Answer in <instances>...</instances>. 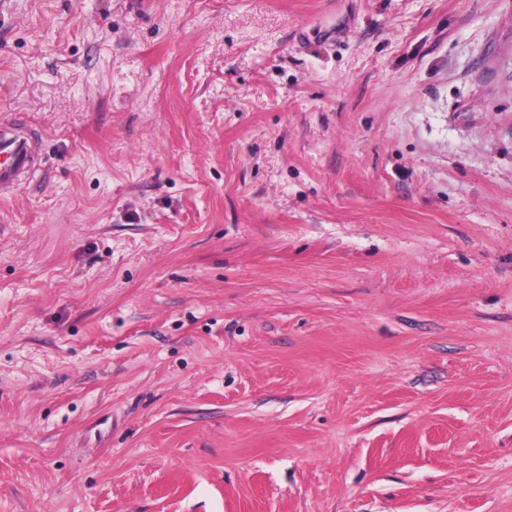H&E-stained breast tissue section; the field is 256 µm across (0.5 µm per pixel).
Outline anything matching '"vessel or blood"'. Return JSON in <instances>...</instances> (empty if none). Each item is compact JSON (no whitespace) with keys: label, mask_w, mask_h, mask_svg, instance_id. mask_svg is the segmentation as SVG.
I'll list each match as a JSON object with an SVG mask.
<instances>
[{"label":"vessel or blood","mask_w":512,"mask_h":512,"mask_svg":"<svg viewBox=\"0 0 512 512\" xmlns=\"http://www.w3.org/2000/svg\"><path fill=\"white\" fill-rule=\"evenodd\" d=\"M45 163L32 127L13 114L0 117V192L26 184Z\"/></svg>","instance_id":"1"}]
</instances>
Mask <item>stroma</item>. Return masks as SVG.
I'll return each instance as SVG.
<instances>
[{
  "instance_id": "stroma-1",
  "label": "stroma",
  "mask_w": 512,
  "mask_h": 512,
  "mask_svg": "<svg viewBox=\"0 0 512 512\" xmlns=\"http://www.w3.org/2000/svg\"><path fill=\"white\" fill-rule=\"evenodd\" d=\"M0 512H512V0H0ZM44 165L42 143L32 127L15 114L0 117V192L26 184Z\"/></svg>"
}]
</instances>
